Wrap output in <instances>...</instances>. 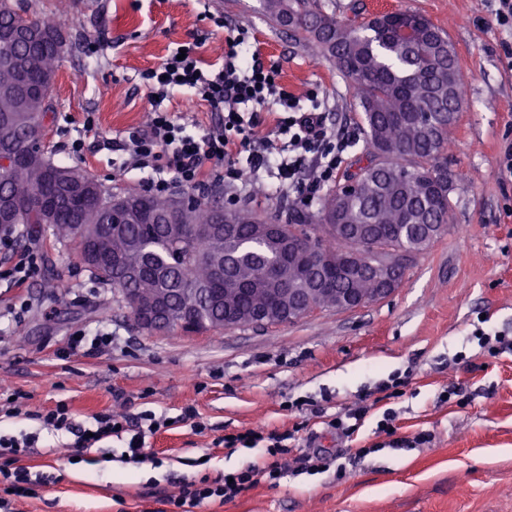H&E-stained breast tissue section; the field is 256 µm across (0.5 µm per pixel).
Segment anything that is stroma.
Segmentation results:
<instances>
[{
	"mask_svg": "<svg viewBox=\"0 0 512 512\" xmlns=\"http://www.w3.org/2000/svg\"><path fill=\"white\" fill-rule=\"evenodd\" d=\"M336 15L367 20L416 12L447 34L462 68V112L450 136L448 166L457 177L453 222L418 254L402 284L355 311L323 310L295 322L202 334L140 329L111 289L89 279L68 248L21 237L43 250L42 271L28 287L0 279V393L21 394L23 410L66 403L88 427L105 410L130 420L152 413L172 426L151 439L142 464L121 462L126 439L77 448L74 434L52 435L28 419L0 421V431L33 434L25 460L43 475L36 497L14 512H165L178 481L240 469L263 448L228 452L224 433L261 427L298 429L315 449L340 455L335 471L288 474L278 485L206 502L193 512H512V349L489 355L480 337L512 338V174L502 160L512 146V29L496 18L495 0H333ZM30 16L56 17L69 44L54 84V110L43 145L58 165L76 167L115 194L142 189L144 175L109 149L143 125L151 100L141 75L179 45L198 56H224L229 29L246 33V49L277 67L282 88L298 98L324 97L327 123L352 145L349 167L365 148L361 114L347 82L320 56L303 51L291 31L268 20L263 0H24ZM223 16L216 26L214 16ZM98 44L88 57L89 44ZM174 91L163 109L191 132L211 127L207 103ZM93 128H84L86 116ZM83 149L71 151L73 140ZM29 307L9 310L19 299ZM112 343L91 350L96 336ZM86 344L66 353L70 337ZM410 378L399 396L382 391L395 374ZM460 389L463 399L440 402ZM367 405L351 440L326 421ZM194 407L204 430L180 422ZM396 415L395 436L381 430ZM420 433L430 440L412 439Z\"/></svg>",
	"mask_w": 512,
	"mask_h": 512,
	"instance_id": "obj_1",
	"label": "stroma"
}]
</instances>
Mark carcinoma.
<instances>
[{"instance_id":"1","label":"carcinoma","mask_w":512,"mask_h":512,"mask_svg":"<svg viewBox=\"0 0 512 512\" xmlns=\"http://www.w3.org/2000/svg\"><path fill=\"white\" fill-rule=\"evenodd\" d=\"M268 17L277 25H299L294 36L306 50L321 55L355 91L367 148L347 169L336 189L315 211L288 204L270 221L251 210L226 208L206 195L179 198L121 195L89 179L86 193L51 184L54 170H77L54 164L32 130L50 108H41L38 90L55 78L65 32L28 15L22 3L0 0V33L22 30L29 41L0 46V205L11 211L10 224L26 225L32 238L50 237L74 249L85 272L99 284L120 293L162 297L169 306L167 332L181 330L183 301L195 302L204 330L224 329V304L238 313V324L253 325L263 316L272 326L289 323L274 307L276 297L291 292L299 306L308 301L322 310L336 308L333 294L342 288L368 291L376 287L378 250L418 252L431 243V226L448 225L456 175L444 153L450 114L460 104L461 68L448 37L424 16L388 12L383 20L339 19L317 0H264ZM413 20L421 37L404 41L399 23ZM179 223L193 226L228 224L231 231L203 239L176 231ZM277 224L287 239L306 228L321 226L328 234L315 238L308 260L292 261L288 252L257 232L260 224ZM335 224H360L363 235L352 252L363 275L342 274L344 251L336 242ZM106 230L110 256L130 271L120 277L110 263L84 260L79 229Z\"/></svg>"}]
</instances>
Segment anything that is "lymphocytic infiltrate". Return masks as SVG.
Returning <instances> with one entry per match:
<instances>
[{
  "instance_id": "lymphocytic-infiltrate-1",
  "label": "lymphocytic infiltrate",
  "mask_w": 512,
  "mask_h": 512,
  "mask_svg": "<svg viewBox=\"0 0 512 512\" xmlns=\"http://www.w3.org/2000/svg\"><path fill=\"white\" fill-rule=\"evenodd\" d=\"M244 34L226 37L224 64L206 70L194 48H187L184 59L169 55L155 69L144 72L150 90L152 110L145 125L131 128L120 148L129 155L132 168L148 172L150 187L160 195L174 189L202 191L216 185L235 187L251 183L262 174L278 179L275 193L280 198L297 197L313 201L328 184L341 163L347 146L345 137L332 133L326 125L325 106L317 94H310L308 105L288 94L279 85L278 71L267 68L258 58L240 55ZM182 87L207 102L219 114L207 131L190 134L177 123L162 102L171 90ZM281 106L284 117L275 129L286 140L288 155L276 156L267 150V139L258 130L260 113ZM0 249L10 255L6 271L13 287L24 288L39 276L43 255L40 250L22 247L14 231L0 230ZM144 425L131 426L120 413L105 411L94 416L92 429L81 430L78 443L90 448L109 437L130 433L123 458L138 462L145 455V440L167 425L166 418L145 415ZM292 432H264L248 429L222 436L225 448H254L265 444L266 456L248 462L228 477L203 476L183 481L178 495L169 499L176 512H190L212 499L230 501L259 483L278 484L284 474L281 462L291 458L299 470L318 474L330 469L333 460L312 452L293 453ZM35 442L34 437L0 434V512H9L13 497L36 495L40 479L32 477L21 463Z\"/></svg>"
}]
</instances>
